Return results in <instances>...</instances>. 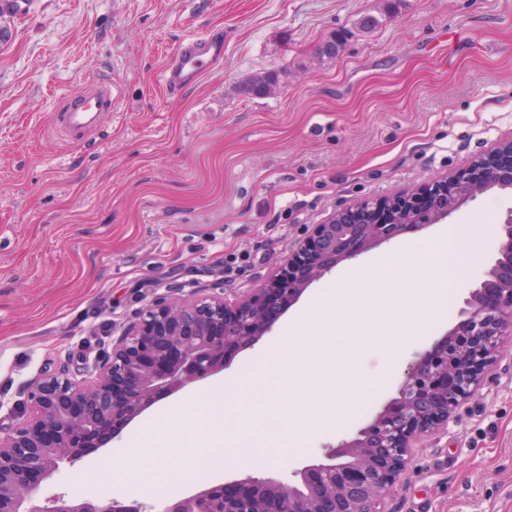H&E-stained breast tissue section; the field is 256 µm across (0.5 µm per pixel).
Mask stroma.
Masks as SVG:
<instances>
[{"label":"stroma","instance_id":"stroma-1","mask_svg":"<svg viewBox=\"0 0 512 512\" xmlns=\"http://www.w3.org/2000/svg\"><path fill=\"white\" fill-rule=\"evenodd\" d=\"M0 40V420L20 414L24 389L60 363L98 358L145 304L195 289L231 300L260 287L311 225L490 157L512 137V0H19ZM373 15L380 23L365 30ZM213 33L224 58L168 91L167 55ZM335 59L317 58L332 37ZM278 74L275 93L241 94ZM93 79L120 87L116 112L78 142L55 130L58 97ZM512 192L478 195L449 221L468 227L474 257L463 302L493 263ZM270 333L206 382L151 407L107 447L61 467L45 492L113 496L163 512L170 499L247 474L300 485L397 398L407 367L456 324L446 318L387 367L372 336H356L337 377H381L337 428L267 461L231 449L211 471L195 461L209 420L198 405L223 386L222 425L238 434L249 409L277 419L288 399L251 403L245 367ZM197 428L176 434L168 413ZM175 456L145 462L143 435ZM82 471L74 482L73 471ZM389 512H512V340L455 411L423 437L386 498Z\"/></svg>","mask_w":512,"mask_h":512}]
</instances>
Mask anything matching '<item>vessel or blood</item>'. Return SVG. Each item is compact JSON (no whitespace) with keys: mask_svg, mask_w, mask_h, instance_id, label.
Here are the masks:
<instances>
[{"mask_svg":"<svg viewBox=\"0 0 512 512\" xmlns=\"http://www.w3.org/2000/svg\"><path fill=\"white\" fill-rule=\"evenodd\" d=\"M224 54L223 43L210 35L184 39L166 63L163 80L169 91L175 92L194 82L207 64L218 61ZM58 132L77 141L98 128L103 118L116 108V89L108 81H91L63 97Z\"/></svg>","mask_w":512,"mask_h":512,"instance_id":"b4317fda","label":"vessel or blood"}]
</instances>
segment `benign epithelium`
I'll list each match as a JSON object with an SVG mask.
<instances>
[{"label":"benign epithelium","mask_w":512,"mask_h":512,"mask_svg":"<svg viewBox=\"0 0 512 512\" xmlns=\"http://www.w3.org/2000/svg\"><path fill=\"white\" fill-rule=\"evenodd\" d=\"M500 164L474 160L415 190L365 200L314 224L263 285L222 296L146 304L112 340V351L83 368L48 373L27 389L22 420L0 422V512H147L97 498L47 495L62 464L74 465L163 399L228 365L271 332L283 312L336 266L401 233L439 223L476 195L512 189V139L494 149ZM498 257L469 291L458 322L411 363L400 394L330 462L300 472L302 487L247 475L168 503L164 512H386V495L412 442L448 424L480 384L503 338L512 337V209L500 225Z\"/></svg>","instance_id":"1"}]
</instances>
